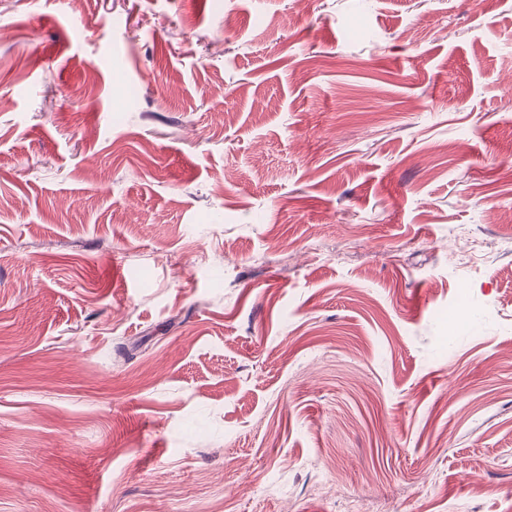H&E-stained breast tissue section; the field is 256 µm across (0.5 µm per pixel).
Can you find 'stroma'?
<instances>
[{"label": "stroma", "instance_id": "1", "mask_svg": "<svg viewBox=\"0 0 512 512\" xmlns=\"http://www.w3.org/2000/svg\"><path fill=\"white\" fill-rule=\"evenodd\" d=\"M512 0H0V512H512Z\"/></svg>", "mask_w": 512, "mask_h": 512}]
</instances>
